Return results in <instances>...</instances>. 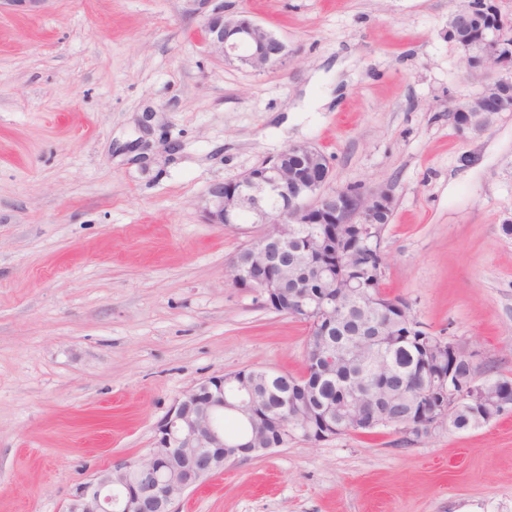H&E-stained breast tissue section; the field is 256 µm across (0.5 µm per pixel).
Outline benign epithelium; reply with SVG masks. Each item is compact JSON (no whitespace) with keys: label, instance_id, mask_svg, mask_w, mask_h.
<instances>
[{"label":"benign epithelium","instance_id":"obj_1","mask_svg":"<svg viewBox=\"0 0 512 512\" xmlns=\"http://www.w3.org/2000/svg\"><path fill=\"white\" fill-rule=\"evenodd\" d=\"M479 9L477 0H464L448 22V30L470 26ZM505 24L491 17L483 34L460 42L469 70L497 69L502 75L489 81L475 96L455 103L449 120L461 135L487 131L499 112H512V45L504 47ZM204 45L212 55L254 70L281 64L288 46L272 31L245 15L227 16L216 6L205 18ZM330 169L323 153L310 143L286 147L273 158L246 171L238 179L215 183L201 199L199 209L208 224L230 226L248 218L262 227L260 234L243 247L230 263L232 282L259 292L274 310L296 319L307 316L314 328L305 351L311 361L294 386L302 388L313 373H325L332 361L331 336L336 324L356 310L377 300L373 290L352 281L336 284V265L303 260L308 252L336 253V238L323 227L354 224L384 230L383 216L394 208L388 189L348 188L325 191ZM391 315L404 336L426 330L412 304L393 302ZM436 355L448 364V372L421 387L436 391L439 414L430 419L403 418L397 431L414 440L451 424V413L465 402L497 408L502 416L512 404L498 403L485 377L476 371L473 355L464 345L435 336ZM250 371L223 374L197 383L179 397L157 428L154 446L138 458L116 462L93 480L77 486L65 512H177L176 504L190 489L224 468V465L279 443L267 433V423L254 418L259 393L249 379ZM364 403L357 393L340 409L314 407L303 414H283L281 431L304 440L321 442L336 437L344 426L375 424L362 420ZM249 420L236 441L224 439V412Z\"/></svg>","mask_w":512,"mask_h":512}]
</instances>
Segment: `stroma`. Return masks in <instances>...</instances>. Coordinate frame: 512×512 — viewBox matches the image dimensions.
<instances>
[{"label": "stroma", "mask_w": 512, "mask_h": 512, "mask_svg": "<svg viewBox=\"0 0 512 512\" xmlns=\"http://www.w3.org/2000/svg\"><path fill=\"white\" fill-rule=\"evenodd\" d=\"M459 5L224 0L287 43L261 72L207 52L192 0L0 10V512H64L198 382L303 373L307 325L229 278L259 226L197 208L291 144L324 152L329 189H391L385 293L512 378V112L479 136L448 120L498 75L449 41ZM178 510L512 512V412L410 445L298 437Z\"/></svg>", "instance_id": "35a3bbf8"}]
</instances>
